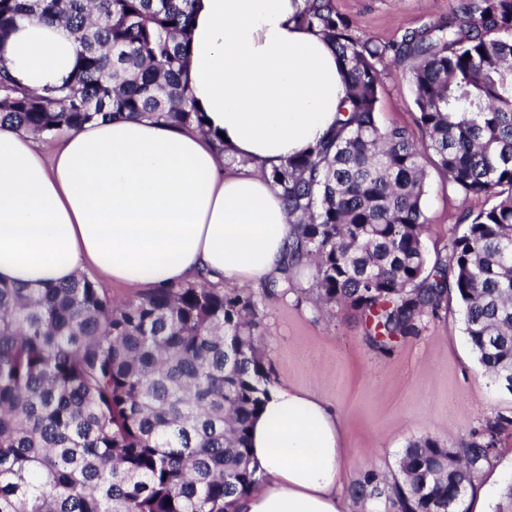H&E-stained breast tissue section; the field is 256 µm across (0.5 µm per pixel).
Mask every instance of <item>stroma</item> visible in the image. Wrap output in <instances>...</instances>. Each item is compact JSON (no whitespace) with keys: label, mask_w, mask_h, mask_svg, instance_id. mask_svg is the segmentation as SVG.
<instances>
[{"label":"stroma","mask_w":512,"mask_h":512,"mask_svg":"<svg viewBox=\"0 0 512 512\" xmlns=\"http://www.w3.org/2000/svg\"><path fill=\"white\" fill-rule=\"evenodd\" d=\"M459 0H335L337 11L358 32L381 43L399 40L410 30L447 17ZM385 125L418 128L413 88L404 72L383 80L378 103ZM423 211L429 229L423 237L428 261L448 252L451 232H463L462 217L489 207L486 198L468 196L426 164ZM314 266L290 271L278 293L263 286L240 292L260 304L259 349L270 388L311 389L336 409L342 424L349 466L342 496L350 512H365L353 485L367 470L396 473L408 443L428 436L447 446L471 436L485 420L510 419L497 436L489 464L477 479L488 512H497L503 487L512 482V392L478 364L464 333V309L449 296L438 315L424 316L416 335L380 352L365 340L366 322L350 307L325 310L313 286Z\"/></svg>","instance_id":"stroma-1"}]
</instances>
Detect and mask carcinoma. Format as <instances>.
<instances>
[{
  "label": "carcinoma",
  "mask_w": 512,
  "mask_h": 512,
  "mask_svg": "<svg viewBox=\"0 0 512 512\" xmlns=\"http://www.w3.org/2000/svg\"><path fill=\"white\" fill-rule=\"evenodd\" d=\"M308 2L300 21L341 58L350 115L269 172L297 215L295 264L315 262L322 304L361 311L381 350L454 292L478 363L512 392V0H460L387 44L360 35L334 0ZM195 4L0 0L1 43L37 17L77 45L69 75L39 91L0 63V127L54 137L147 118L204 129L187 71ZM402 64L425 142L378 119L383 71ZM428 151L448 182L492 200L431 266ZM258 327L253 296L204 282L119 303L85 275L0 284V512H228L257 481L249 430L270 395ZM511 423L489 422L455 448L413 440L401 478L369 470L354 494L385 497L387 512H462Z\"/></svg>",
  "instance_id": "cac0c4a2"
}]
</instances>
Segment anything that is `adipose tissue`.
<instances>
[{"instance_id":"1","label":"adipose tissue","mask_w":512,"mask_h":512,"mask_svg":"<svg viewBox=\"0 0 512 512\" xmlns=\"http://www.w3.org/2000/svg\"><path fill=\"white\" fill-rule=\"evenodd\" d=\"M306 6L197 0L189 73L205 130L98 121L48 158L37 136L0 128V282L41 288L87 271L127 288L277 279L293 218L267 173L314 146L347 106L342 63L301 24ZM0 59L37 90L68 75L76 45L33 18L0 45ZM228 155L240 172L225 169ZM250 458L259 480L233 512H344L342 426L315 391L270 394Z\"/></svg>"}]
</instances>
